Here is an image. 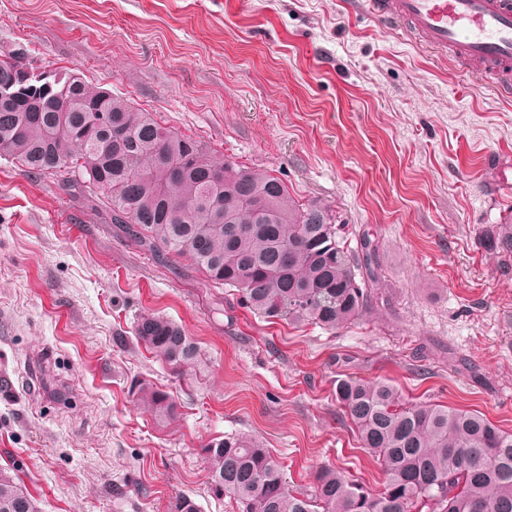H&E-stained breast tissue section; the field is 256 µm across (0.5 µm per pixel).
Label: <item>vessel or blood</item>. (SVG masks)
I'll use <instances>...</instances> for the list:
<instances>
[{
  "instance_id": "vessel-or-blood-1",
  "label": "vessel or blood",
  "mask_w": 512,
  "mask_h": 512,
  "mask_svg": "<svg viewBox=\"0 0 512 512\" xmlns=\"http://www.w3.org/2000/svg\"><path fill=\"white\" fill-rule=\"evenodd\" d=\"M381 24L409 29L431 48L452 50L461 67L485 64L500 83L512 68V0H363Z\"/></svg>"
}]
</instances>
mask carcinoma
Masks as SVG:
<instances>
[{"mask_svg": "<svg viewBox=\"0 0 512 512\" xmlns=\"http://www.w3.org/2000/svg\"><path fill=\"white\" fill-rule=\"evenodd\" d=\"M24 47L0 54V83L33 68ZM59 84L0 99V158L79 186L91 208L125 238L168 266L189 262L212 288H224L254 315L334 331L360 320L378 285L368 237L347 246L340 225L317 203L299 204L268 173L220 160L196 138L161 124L70 69ZM494 257L512 254V224L487 231ZM133 336L172 370L199 360L178 323L145 314ZM141 406L173 421L166 392L142 382ZM336 403L385 481L371 490L320 466L311 486L288 487L278 461L255 436L226 433L200 448L216 496L239 512H512V432L477 411L410 403L389 380L345 376ZM0 512H37L17 475L0 469Z\"/></svg>", "mask_w": 512, "mask_h": 512, "instance_id": "carcinoma-1", "label": "carcinoma"}]
</instances>
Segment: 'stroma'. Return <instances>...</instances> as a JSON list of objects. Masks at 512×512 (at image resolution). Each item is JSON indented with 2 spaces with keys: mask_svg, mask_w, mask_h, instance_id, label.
Listing matches in <instances>:
<instances>
[{
  "mask_svg": "<svg viewBox=\"0 0 512 512\" xmlns=\"http://www.w3.org/2000/svg\"><path fill=\"white\" fill-rule=\"evenodd\" d=\"M68 66L219 158L266 170L378 248L380 288L336 331L223 309L185 260L157 266L55 177L0 158V467L37 512H238L199 453L245 431L306 485L332 465L384 475L333 396L387 379L412 402L512 431V95L388 29L361 0H0V53ZM156 313L200 349L173 372L137 345ZM169 393L158 422L131 392ZM483 246L494 257H506L512 254V224H498L487 231Z\"/></svg>",
  "mask_w": 512,
  "mask_h": 512,
  "instance_id": "1",
  "label": "stroma"
}]
</instances>
